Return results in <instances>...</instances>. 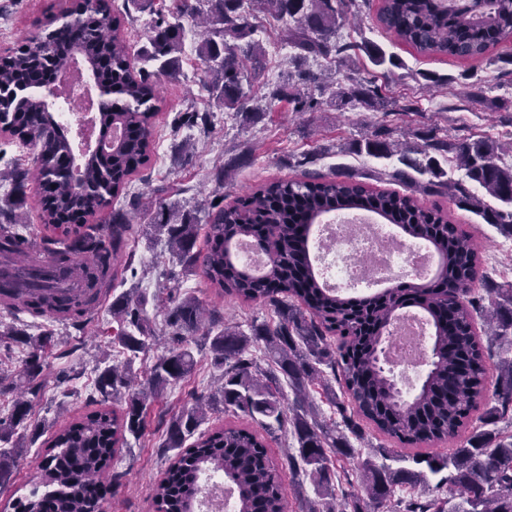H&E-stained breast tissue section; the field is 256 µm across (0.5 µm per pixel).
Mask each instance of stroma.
<instances>
[{"label":"stroma","mask_w":512,"mask_h":512,"mask_svg":"<svg viewBox=\"0 0 512 512\" xmlns=\"http://www.w3.org/2000/svg\"><path fill=\"white\" fill-rule=\"evenodd\" d=\"M65 5L66 0H0V55L12 50L19 39L33 35L35 22L44 18L50 8ZM378 5L379 0L361 5L360 29L346 27L341 35L347 42L361 36L371 39L402 61V68L391 75L385 93L397 104H412L414 112L408 116H385L358 102L318 93L309 117H300L292 103L283 101L273 112L256 120L249 134H242V116L210 109L208 93L203 89L204 68L196 54L198 37L194 29H187L179 73L160 82L153 153L147 166L132 178L131 190L140 200L139 213L133 218L128 235L129 248L135 254L134 270L124 273L111 290L116 297L136 288L147 300L157 346L135 359L134 372L145 374L158 354V345L169 340L170 328L159 305L169 287H178L181 293L191 294L217 309L224 318L244 325L270 320L273 315L272 308L261 303L244 304L217 297L202 272L184 270L165 239L149 228L158 198L199 215L211 203L230 204L237 196L268 181L300 178L310 172L327 175L335 170L363 174L367 183L378 190L395 189V182L380 176L381 171L392 169V162L336 150L337 143L361 138L378 121L396 138L407 129L421 133L432 127L448 129L457 137L476 135L494 142L512 138V64L418 55L380 25ZM424 72L450 75L454 81L447 90L430 93L422 87L420 75ZM204 109L209 112L207 123L187 125L188 112ZM246 138L254 145L252 153L237 165L223 194H215L212 176L216 167L227 161L228 148ZM420 201L448 213L479 245L482 264L472 285L473 297H484L487 289L512 283V248L496 228L460 209L454 198L424 195ZM110 307V302H103L80 333L50 319L34 326L24 314L0 311L1 322L27 327L34 335L49 332L56 340L42 390L32 400L31 425L61 424L91 411L89 398L94 393L97 364L106 358L114 363L121 360L103 334L104 328L112 324ZM211 374V367L201 364L185 381L169 388L150 405L151 416L178 410L193 397L208 395L213 388ZM370 438L376 464L394 469L413 467L415 459L433 452L428 444L397 447L392 439L376 432ZM163 439V428L155 424L145 436L128 438L106 475L111 489L102 503V512H155L154 485L166 468L168 456L162 447ZM44 453L42 442L25 441L13 483L0 489V512H14L16 499L28 496L34 486L44 483L45 473L40 467Z\"/></svg>","instance_id":"35a3bbf8"}]
</instances>
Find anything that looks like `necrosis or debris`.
Listing matches in <instances>:
<instances>
[{"mask_svg":"<svg viewBox=\"0 0 512 512\" xmlns=\"http://www.w3.org/2000/svg\"><path fill=\"white\" fill-rule=\"evenodd\" d=\"M315 245L317 268L326 287L340 294L379 282L425 280L432 272L420 244L396 237L388 225L361 213L340 212L321 224ZM430 340L429 325L418 313L404 312L394 322L388 358L405 385L418 377ZM200 484L199 512H237L236 492L221 473L203 474Z\"/></svg>","mask_w":512,"mask_h":512,"instance_id":"obj_1","label":"necrosis or debris"}]
</instances>
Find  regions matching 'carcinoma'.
<instances>
[{
    "instance_id": "cac0c4a2",
    "label": "carcinoma",
    "mask_w": 512,
    "mask_h": 512,
    "mask_svg": "<svg viewBox=\"0 0 512 512\" xmlns=\"http://www.w3.org/2000/svg\"><path fill=\"white\" fill-rule=\"evenodd\" d=\"M355 0H178L174 21L159 10L142 49L152 70L130 71V46L122 33V19L109 14L106 0H71L68 7L45 17L40 31L25 37L0 57V123L3 132L31 151L28 168H15L8 180L17 193L6 203L18 208L26 183L34 180L43 189L41 218L50 234L43 237L42 259L57 273L54 283L33 284L12 275L11 290L0 299L8 313H27L80 329L107 296L119 275L125 253L129 220L127 210L139 207L131 198L126 208L109 214L108 236L103 225L88 223L125 190L130 176L149 159L154 144V117L160 81L174 77L180 68L185 27L198 29L199 59L212 71L208 85L210 105L244 115L253 122L272 111L276 103L292 97L300 112L312 107L301 92L292 95L282 85L267 88L258 97L247 68H263L265 50L253 38L251 18L263 14L285 25L283 38L295 50L291 62L303 81L316 82L317 74L302 70L311 60L330 57L341 61L364 56L392 75L397 62L377 43L360 37L342 43L338 31L349 21ZM378 21L399 41L423 55H445L457 60L485 57L512 34V0H381ZM82 46L93 59L95 80L111 83L116 97L101 108L100 122L119 126L123 137L107 153H93L75 168L74 147L53 116V107L39 89L75 62L70 48ZM370 107L386 104L375 82L353 83L343 93ZM384 127L352 142V151L376 159L397 158L401 167L387 176L410 188L434 195L452 192L463 209L494 225L512 238V164L501 163L499 147L483 139L450 142L434 131L421 135L422 143L399 147ZM451 164L496 201L470 193L448 175ZM371 211L386 224H394L424 241L439 258L432 282L396 285L385 292L346 297L332 292L320 280L311 260L312 225L336 210ZM19 216L0 224V253L28 255L27 240L16 230ZM156 231L167 237L179 262L188 271L201 270L220 295L274 308L275 318L250 325L246 334L226 326L217 332L205 325V311L192 295L169 297L168 324L174 329L172 346L156 360L147 374L149 389L134 388L133 359L151 349L152 333L145 300L133 291L112 302L111 346L127 359L108 365L95 378L97 409L51 432L41 468L55 489L15 503L17 512H101L108 491L106 470L126 441L142 436L147 428L148 399L191 375L198 360L195 333L209 340L208 356L220 385L215 399L224 411H240L260 420L267 432L291 433L297 450L286 457L288 471L308 475L321 501L301 512H362V507L337 499L336 486L344 476L330 467L329 454L352 455L353 448L338 434L334 420L313 413L309 387L321 382L329 402L352 431L360 430L353 417L401 445L447 442L466 426L471 413L485 406L487 428L474 432L466 444L415 463L447 475L441 483L459 496L458 504L434 497L424 503L397 496L402 488L427 483L424 472L412 468L378 466L370 457L360 461L369 512H512V431L497 424L512 416V359L499 362L494 402L486 394L488 347L476 334L474 314H479L492 336L512 332V287L488 289L489 306L461 297L470 293L480 256L461 225L437 208H429L408 194L373 190L352 172L338 171L332 178L306 175L302 179L269 181L238 196L229 207L211 205L199 218L158 202ZM203 247H197L198 237ZM248 238L267 254L263 273L239 267L231 258V245ZM418 308L432 324L433 348L429 369L416 395L402 397L378 361L383 333L407 308ZM342 338L337 348L329 339ZM26 347L19 377L27 394L36 396L46 365V354L55 343L50 333L36 336L0 322V341ZM331 370L341 387L337 396L322 381L319 366ZM287 383L294 394L283 392ZM127 394L126 408L113 410L108 402ZM209 405L182 406L162 420L166 439L162 447L173 452L154 487L157 512H190V501L200 493L199 476L221 470L237 490L238 512H286V472L270 456L264 440L246 427L225 426L199 431ZM31 400L19 394L10 414L0 420V442L10 443L18 430L28 427ZM21 449L0 448V487L10 485L17 471Z\"/></svg>"
}]
</instances>
